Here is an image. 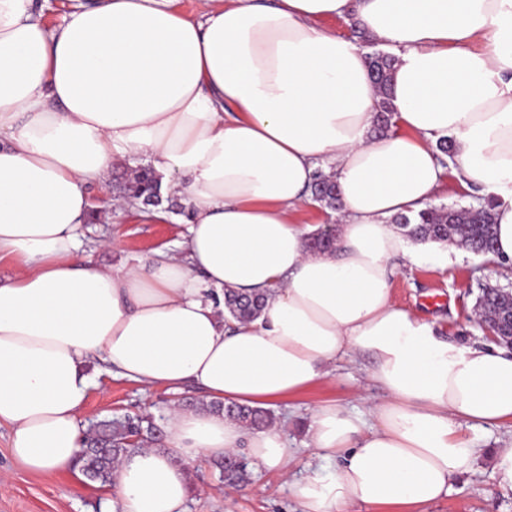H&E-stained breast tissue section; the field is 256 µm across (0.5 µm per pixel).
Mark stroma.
Wrapping results in <instances>:
<instances>
[{
  "label": "stroma",
  "instance_id": "obj_1",
  "mask_svg": "<svg viewBox=\"0 0 512 512\" xmlns=\"http://www.w3.org/2000/svg\"><path fill=\"white\" fill-rule=\"evenodd\" d=\"M116 197V189H93L99 212L96 223L85 225L86 240L112 237L115 250L99 251L96 261L103 266L130 256L149 257L156 250L182 241L186 219L177 210H169L165 219L149 220L141 211L117 212L101 203V195ZM414 260H397L391 277L395 301L417 317L433 324L440 338L456 343L473 344L482 337L469 326L479 287L483 284L504 285L505 280L484 261L482 256L465 248L443 257L431 243L412 242ZM371 361L359 356L356 362L342 360L337 376L327 378L305 392L276 402L271 410L297 459L289 474L250 468L246 486H225L220 472L212 463L203 462L189 473L188 512H297L288 494L289 478L304 474L312 458L305 444L307 424L312 409L319 403L336 398L349 405H361L363 397L377 395L378 389L365 374ZM96 383L87 394L81 425L123 416L128 413L160 415L181 407L184 397L202 399L200 391L191 389L179 395L162 387L142 389L140 385L105 374H96ZM512 442V426L492 427L479 434L481 452L471 470L457 476L450 494L427 506L426 512H512V492L499 488L494 472V451ZM111 485L90 478L79 479L66 472L33 474L10 456L7 430L0 428V512H103Z\"/></svg>",
  "mask_w": 512,
  "mask_h": 512
}]
</instances>
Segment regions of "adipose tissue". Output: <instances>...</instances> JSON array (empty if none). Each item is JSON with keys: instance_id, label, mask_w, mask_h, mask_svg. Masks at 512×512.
<instances>
[{"instance_id": "1", "label": "adipose tissue", "mask_w": 512, "mask_h": 512, "mask_svg": "<svg viewBox=\"0 0 512 512\" xmlns=\"http://www.w3.org/2000/svg\"><path fill=\"white\" fill-rule=\"evenodd\" d=\"M0 0V425L33 473L71 471L89 362L145 387L266 407L369 355L368 409L317 406L311 453L334 473L288 485L300 512H424L471 470L468 430L512 424V351L446 341L394 302L391 225L434 203L446 173L496 198L494 270L512 274V0ZM389 43L391 132L365 54L320 27ZM481 50H472L475 41ZM451 137L452 158L439 139ZM143 156L185 208L175 248L104 269L84 245L89 189ZM339 190L336 248L293 221L316 175ZM260 294L259 317L217 309ZM167 448L122 456L104 512H187L188 467L246 449L282 471L280 430L179 408Z\"/></svg>"}]
</instances>
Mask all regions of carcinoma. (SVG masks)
<instances>
[{
    "label": "carcinoma",
    "instance_id": "1",
    "mask_svg": "<svg viewBox=\"0 0 512 512\" xmlns=\"http://www.w3.org/2000/svg\"><path fill=\"white\" fill-rule=\"evenodd\" d=\"M371 78L379 89L375 129L384 134L391 131L395 108L388 94L395 58L384 53L367 55ZM125 195L130 202L143 212H150L163 203L161 185L153 169L142 167L125 182ZM312 199L320 205L334 209L338 201L336 182L322 174L318 175L311 186ZM496 199L489 198L470 207L429 206L418 214L398 215L392 223L405 230L408 237L415 241L446 242L450 239L469 249L485 255L493 251L496 242L494 208ZM309 247L314 251H326L335 248V239L319 231L310 237ZM264 306L259 295H240L231 290L224 291V308L241 320L258 317ZM479 311L489 318L501 322L500 342L507 343L512 334V289L501 286H486L480 290L477 298ZM200 409L224 410V416L231 418L249 430H262L273 425L274 414L264 408L238 404H219L215 402L198 403ZM139 435L140 440L128 442L131 435ZM161 428L146 416H125L121 419L104 420L97 430L84 437L83 448L79 454L80 467L91 479L102 478L112 471L113 464L130 451L155 444L161 440ZM224 482L239 485L247 480V463H238L228 457L217 463Z\"/></svg>",
    "mask_w": 512,
    "mask_h": 512
}]
</instances>
